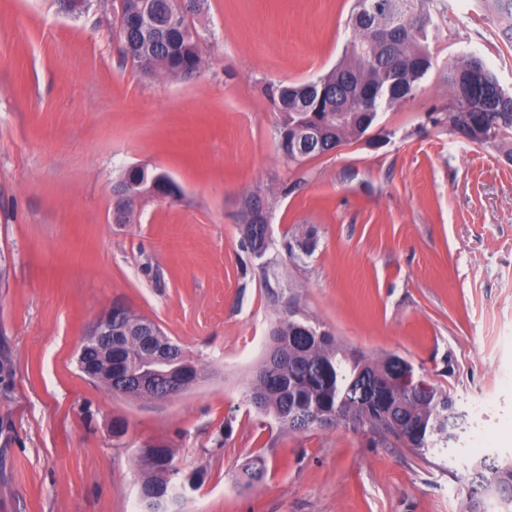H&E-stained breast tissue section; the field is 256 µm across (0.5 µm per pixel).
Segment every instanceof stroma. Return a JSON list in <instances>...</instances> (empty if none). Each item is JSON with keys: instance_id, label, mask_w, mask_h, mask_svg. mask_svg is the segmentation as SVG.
Listing matches in <instances>:
<instances>
[{"instance_id": "1", "label": "stroma", "mask_w": 512, "mask_h": 512, "mask_svg": "<svg viewBox=\"0 0 512 512\" xmlns=\"http://www.w3.org/2000/svg\"><path fill=\"white\" fill-rule=\"evenodd\" d=\"M117 6L0 0V512H136L137 458L158 442L199 476L169 512H463L489 440L512 461V163L438 117L467 54L512 91L504 24L481 0H439L415 97L288 168L265 88L333 69L355 0H207L189 77L126 60ZM132 166L182 195L116 224L112 186ZM252 197L269 219L260 256L241 232ZM307 236L312 255L290 256ZM115 305L182 345L199 384L150 400L86 378L80 344ZM289 313L367 360L405 359L482 419L424 459L350 424L282 430L250 393ZM256 455L266 476L244 485Z\"/></svg>"}]
</instances>
